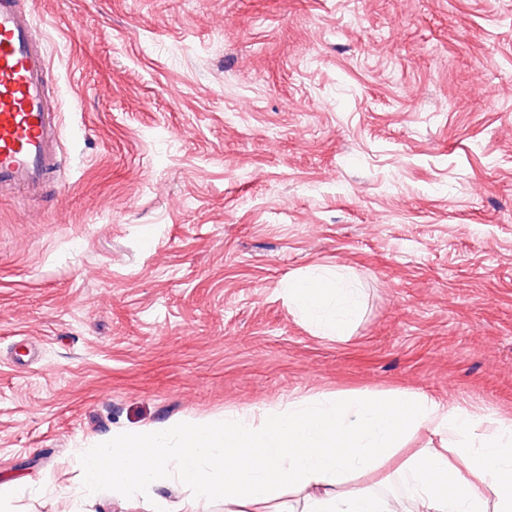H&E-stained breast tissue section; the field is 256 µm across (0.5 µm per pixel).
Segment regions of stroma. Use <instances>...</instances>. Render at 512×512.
Segmentation results:
<instances>
[{
    "label": "stroma",
    "instance_id": "obj_1",
    "mask_svg": "<svg viewBox=\"0 0 512 512\" xmlns=\"http://www.w3.org/2000/svg\"><path fill=\"white\" fill-rule=\"evenodd\" d=\"M65 164L0 197V512L118 429L408 389L512 420V0H25ZM485 87L474 96L469 89ZM361 290L348 338L288 279Z\"/></svg>",
    "mask_w": 512,
    "mask_h": 512
}]
</instances>
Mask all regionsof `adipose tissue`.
I'll return each instance as SVG.
<instances>
[{
    "instance_id": "adipose-tissue-1",
    "label": "adipose tissue",
    "mask_w": 512,
    "mask_h": 512,
    "mask_svg": "<svg viewBox=\"0 0 512 512\" xmlns=\"http://www.w3.org/2000/svg\"><path fill=\"white\" fill-rule=\"evenodd\" d=\"M285 288L323 335H349L357 289L342 285L330 295L319 281L292 279ZM424 426L452 445L410 453L395 471L402 495L353 487ZM81 467L90 493L108 488L121 499L135 489L157 491L153 512H187L161 494L176 482L200 499L223 496L227 512L268 506L287 491L302 494V512H512V420L483 429L467 409L403 389L324 394L273 413L116 430Z\"/></svg>"
}]
</instances>
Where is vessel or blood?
Masks as SVG:
<instances>
[{
	"mask_svg": "<svg viewBox=\"0 0 512 512\" xmlns=\"http://www.w3.org/2000/svg\"><path fill=\"white\" fill-rule=\"evenodd\" d=\"M49 57L18 0H0V196L40 193L63 163L48 100Z\"/></svg>",
	"mask_w": 512,
	"mask_h": 512,
	"instance_id": "obj_1",
	"label": "vessel or blood"
}]
</instances>
